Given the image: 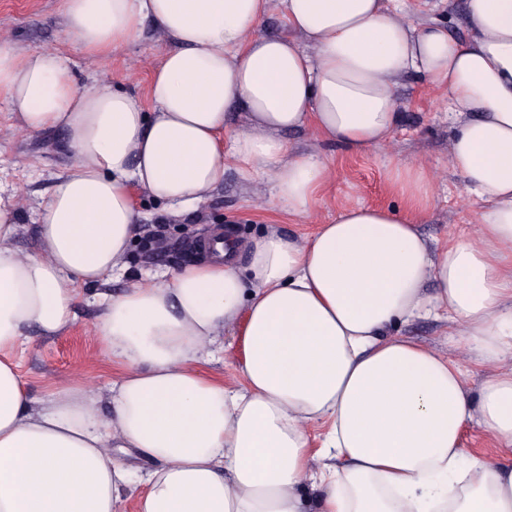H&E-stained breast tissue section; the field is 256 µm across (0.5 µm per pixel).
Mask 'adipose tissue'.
<instances>
[{
    "label": "adipose tissue",
    "mask_w": 512,
    "mask_h": 512,
    "mask_svg": "<svg viewBox=\"0 0 512 512\" xmlns=\"http://www.w3.org/2000/svg\"><path fill=\"white\" fill-rule=\"evenodd\" d=\"M269 2L62 0L66 35L97 66L83 88L60 52L0 39V99L18 130H60L72 155L39 206L38 252L14 248L20 196L0 191V512H119L130 497L137 512H512V0H466V40L388 0H281L292 35L267 38L256 29ZM147 20L170 47L143 98L113 87L112 51ZM409 74L446 90L460 126L448 164L481 205L473 231L443 247L419 228L426 162L391 172L404 213L350 205L323 221L330 164L281 138L310 126L387 146ZM228 158L248 186L271 179L273 202L316 231L231 240L172 282L105 297L99 334L123 369L111 415L78 367L34 402L12 354L29 330L58 335L82 286L122 269L133 188L191 211ZM429 316L487 368L478 398L457 360L392 333ZM232 328L238 386L197 369ZM473 422L499 458L466 456ZM116 448L153 468L136 473Z\"/></svg>",
    "instance_id": "obj_1"
}]
</instances>
